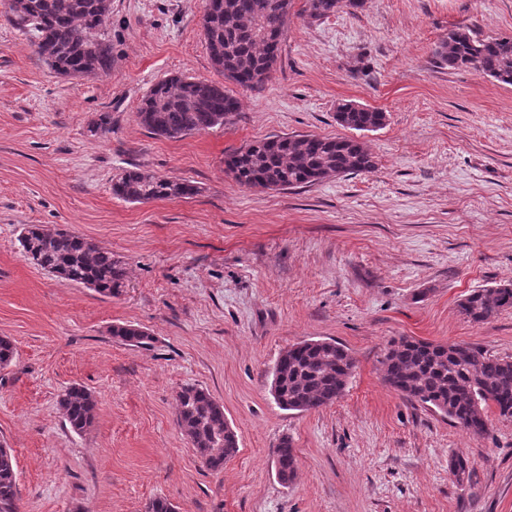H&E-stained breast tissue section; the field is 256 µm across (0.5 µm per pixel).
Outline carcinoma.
Returning a JSON list of instances; mask_svg holds the SVG:
<instances>
[{"instance_id":"obj_1","label":"carcinoma","mask_w":512,"mask_h":512,"mask_svg":"<svg viewBox=\"0 0 512 512\" xmlns=\"http://www.w3.org/2000/svg\"><path fill=\"white\" fill-rule=\"evenodd\" d=\"M364 0H306V15L325 18ZM290 0H207L202 31L211 62L224 79L258 88L276 70L280 43L288 24ZM111 0H9L8 19L34 38L36 53L64 77L106 74L112 69V39L107 30ZM436 63L455 69L470 67L479 74L512 85V37L483 39L452 31L434 50ZM239 110L224 85L173 75L156 82L138 108L140 123L153 135L177 139L222 126ZM377 109L338 103L336 122L343 128L374 131L385 125ZM225 172L238 184L262 191L310 186L341 175L375 168L364 143L349 137L273 136L228 154ZM198 188L186 181L127 170L112 182V194L129 202L187 197ZM21 255L31 264L46 265L61 280L83 284L104 296L124 286L125 268L112 253L86 238L58 228L29 224L19 237ZM459 313L482 323L512 309V284L470 291L458 303ZM110 335L125 345L148 348L153 337L132 324L112 326ZM384 382L412 402L482 437L488 432L485 409L512 418V357H498L463 344H436L402 337L390 344L382 360ZM355 369L349 350L335 340H303L284 350L273 379L275 402L283 410L309 412L333 404ZM178 424L206 467L214 472L239 450L237 434L229 432L224 406L202 387L186 385L177 396ZM57 404L70 429L81 434L95 419L96 401L74 384L58 395ZM278 480L286 485L297 474L291 442L274 451ZM0 512H19L18 478L13 449L0 451Z\"/></svg>"}]
</instances>
